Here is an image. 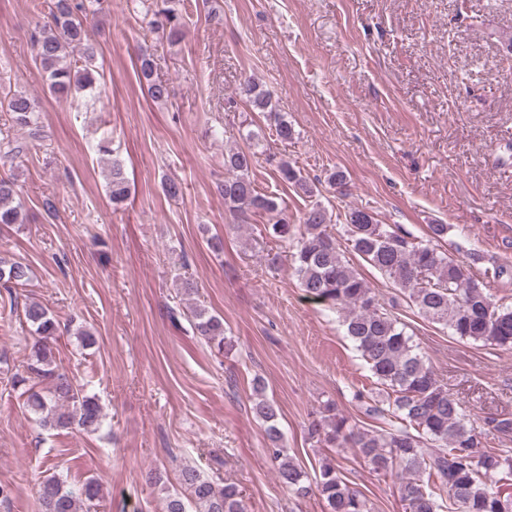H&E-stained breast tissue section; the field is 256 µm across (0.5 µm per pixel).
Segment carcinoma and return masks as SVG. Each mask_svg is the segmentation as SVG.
Returning <instances> with one entry per match:
<instances>
[{"mask_svg": "<svg viewBox=\"0 0 512 512\" xmlns=\"http://www.w3.org/2000/svg\"><path fill=\"white\" fill-rule=\"evenodd\" d=\"M104 0H53L44 23L33 36L35 60L45 77L47 90L59 98L91 90L95 84V51L87 43L88 21L102 10ZM180 0H160L148 25L169 31L176 42L184 36ZM79 47L82 56L69 62L70 50ZM151 57L140 56V81L149 99L168 100L165 82L153 78ZM241 93L253 109L273 121L276 135L293 139L294 130L276 112L268 91L247 80ZM0 109L12 114L14 122L28 130L33 139L42 137V126L35 98L14 90L0 81ZM26 146L7 137L0 140V161L13 162L23 156ZM255 152L238 148L224 154V183L218 186L224 197L227 226L246 223L251 215L264 214L270 223L265 233L275 239L290 234V218L282 197L261 193L251 179ZM279 181L311 198L316 186L309 183L292 164L278 167ZM108 188L112 203H124L129 187L120 161L112 160ZM17 185L0 179V225L24 223L23 204L16 199ZM332 214L315 202L305 210L295 236L293 267L301 288L329 311L344 313L347 336L356 344L377 383L384 387L380 403L366 412L393 418L387 430L367 431L350 424L328 403L313 418L309 439L328 448L357 449L365 464L376 473L401 474L397 484L400 501L408 502L411 512H512V448H490L488 437L512 433L511 418L490 417L477 429L466 420V407L448 390L426 356L418 351L404 324L384 308L362 274L342 253L326 225ZM351 250L392 280L395 287L425 319L447 327L462 340L481 341L512 348V303L496 301L485 285L471 275L472 266L482 256L471 251L456 260L438 248L448 233L446 224L428 225L425 239H418L404 228L381 224L363 209L345 214ZM31 276L28 264L0 263V281L25 285ZM33 342L22 372L13 386L25 389L26 404L46 430L68 429L74 425L89 433L97 432L103 415L98 400L85 393L84 385L59 371L53 342L61 332L54 313L36 301L24 307ZM193 333L224 351V320L207 310L195 308L187 315ZM42 390H35L36 386ZM252 412L264 424L271 459L279 481L298 497L318 493L328 512H370L367 499L351 487L332 463L320 467L315 480L288 455L278 427V407L265 394V383H253ZM185 494L166 496L165 512H246L238 487L218 485L201 477L193 467L181 471ZM101 492L98 478L88 479L78 491L63 488L59 477L44 476L38 485L40 512H83L87 503Z\"/></svg>", "mask_w": 512, "mask_h": 512, "instance_id": "carcinoma-1", "label": "carcinoma"}]
</instances>
